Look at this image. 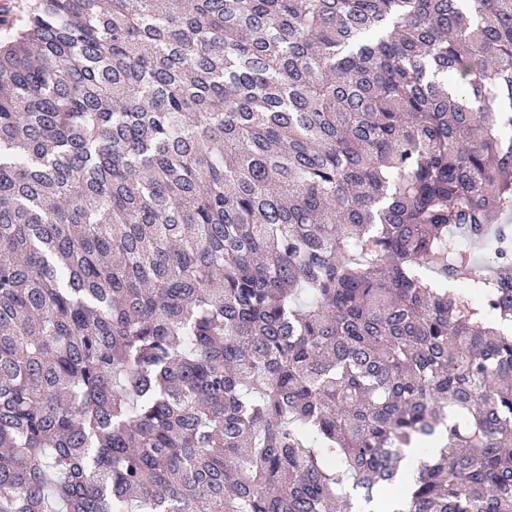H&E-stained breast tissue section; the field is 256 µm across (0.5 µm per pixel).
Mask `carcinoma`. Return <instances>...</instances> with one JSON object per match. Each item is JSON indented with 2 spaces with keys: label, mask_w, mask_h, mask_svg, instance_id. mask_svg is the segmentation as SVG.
<instances>
[{
  "label": "carcinoma",
  "mask_w": 512,
  "mask_h": 512,
  "mask_svg": "<svg viewBox=\"0 0 512 512\" xmlns=\"http://www.w3.org/2000/svg\"><path fill=\"white\" fill-rule=\"evenodd\" d=\"M508 130L512 0H30L0 512H512Z\"/></svg>",
  "instance_id": "carcinoma-1"
}]
</instances>
